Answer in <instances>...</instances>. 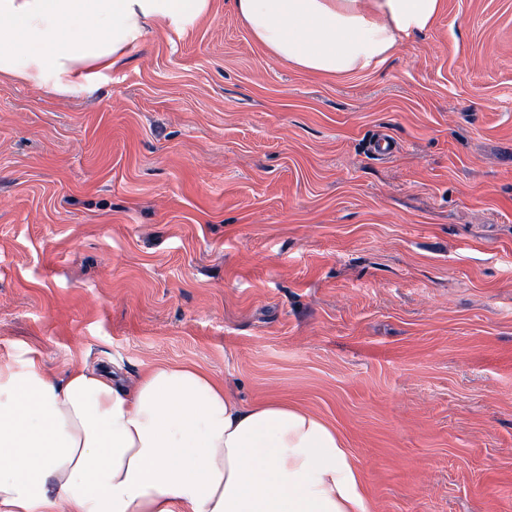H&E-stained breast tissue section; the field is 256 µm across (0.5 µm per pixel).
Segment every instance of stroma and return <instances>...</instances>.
Returning <instances> with one entry per match:
<instances>
[{"label": "stroma", "instance_id": "obj_1", "mask_svg": "<svg viewBox=\"0 0 512 512\" xmlns=\"http://www.w3.org/2000/svg\"><path fill=\"white\" fill-rule=\"evenodd\" d=\"M28 350L308 410L371 512H512V0H442L364 72L210 0L92 93L1 77L0 358Z\"/></svg>", "mask_w": 512, "mask_h": 512}]
</instances>
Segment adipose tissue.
<instances>
[{
	"mask_svg": "<svg viewBox=\"0 0 512 512\" xmlns=\"http://www.w3.org/2000/svg\"><path fill=\"white\" fill-rule=\"evenodd\" d=\"M210 0H0V76L95 91L148 25L181 31ZM441 0H234L277 61L321 74L378 68ZM0 512H371L336 430L208 374L160 364L134 388L75 366L56 379L0 361Z\"/></svg>",
	"mask_w": 512,
	"mask_h": 512,
	"instance_id": "adipose-tissue-1",
	"label": "adipose tissue"
}]
</instances>
